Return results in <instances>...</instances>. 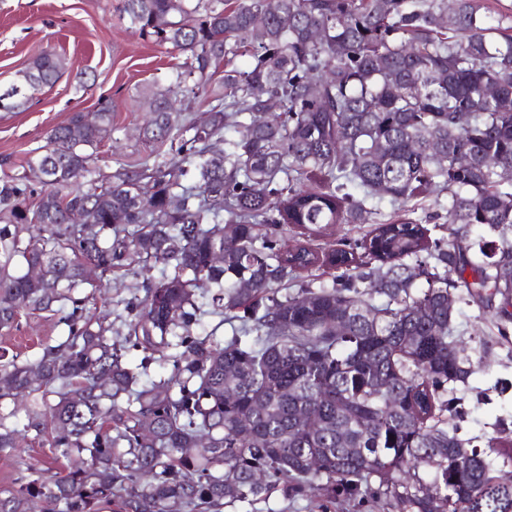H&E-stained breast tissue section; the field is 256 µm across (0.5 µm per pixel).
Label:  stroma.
I'll return each instance as SVG.
<instances>
[{"instance_id": "35a3bbf8", "label": "stroma", "mask_w": 512, "mask_h": 512, "mask_svg": "<svg viewBox=\"0 0 512 512\" xmlns=\"http://www.w3.org/2000/svg\"><path fill=\"white\" fill-rule=\"evenodd\" d=\"M121 0H0V86H9L38 55L51 53L64 58L62 78L36 92L28 103L13 112L0 111V181L22 173L32 151L46 143L53 127L68 121L75 112H95L101 105L112 111V137L97 150L95 167L104 175L121 164L156 155L155 145L141 131L147 121L134 95L144 85H165L174 64L183 56L154 38L139 35L121 11ZM160 270L153 264L140 266L137 275L123 272L93 274L84 288L87 309L112 324V341L123 348V359L136 366L146 364L151 380L166 377L169 363L144 361L141 349L124 346L126 327L117 321L123 299L131 297L141 281H158ZM67 337L65 326L50 312L22 311L19 325L0 331V355L5 359L35 362L46 346ZM488 340L487 351H479L480 340ZM464 355L478 361L481 369L470 379L465 393L464 416L459 421L465 436L487 446L499 428L512 430V334L497 333L496 319L485 316L472 322L461 344ZM73 455L57 462L47 442L25 440L13 452L0 453V491L17 488L27 468L43 476L60 468L80 466ZM220 512H380L368 500L344 497L322 504L311 496L270 497L246 504L224 503Z\"/></svg>"}]
</instances>
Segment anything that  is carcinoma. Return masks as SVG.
<instances>
[{"instance_id":"carcinoma-1","label":"carcinoma","mask_w":512,"mask_h":512,"mask_svg":"<svg viewBox=\"0 0 512 512\" xmlns=\"http://www.w3.org/2000/svg\"><path fill=\"white\" fill-rule=\"evenodd\" d=\"M122 9L185 55L170 85L137 94L144 138L172 157L123 164L103 183L91 167L112 134L103 106L93 127L75 112L52 128L28 171L0 183V330L23 309L67 327L36 363L0 365V407L32 397L24 432L85 457L48 479L28 472L0 492V512H28L33 499L42 512H99L114 499L124 512H212L275 490H339L387 512H512V484L445 418L462 402L455 384L479 368L448 349L464 334L448 303L464 297L475 318L493 309L512 324V35L493 36L479 0ZM61 74L58 57H36L0 89V111ZM199 91L204 128L173 102ZM427 194L437 210L426 219L448 238L381 219L383 201L404 208ZM324 224L372 229L325 252L310 243ZM474 226L497 237L461 245ZM147 261L162 278L120 319L143 360L157 354L171 370L141 384L112 325L75 293L88 262L130 274ZM314 269L331 279L312 287ZM207 306L230 326L222 342L195 334ZM15 416L0 412V451L17 447Z\"/></svg>"}]
</instances>
